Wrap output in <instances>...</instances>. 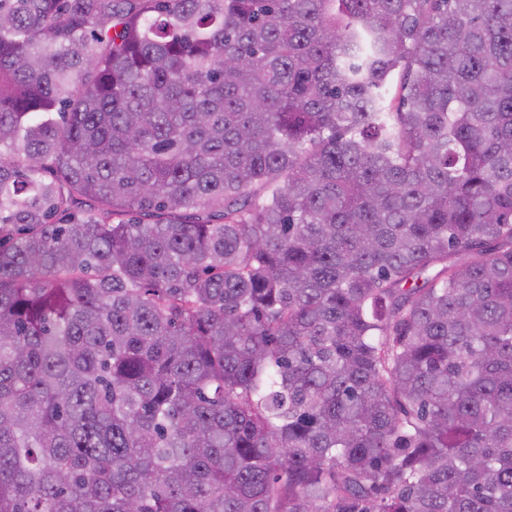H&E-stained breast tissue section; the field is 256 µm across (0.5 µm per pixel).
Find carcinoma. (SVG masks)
Returning <instances> with one entry per match:
<instances>
[{
    "mask_svg": "<svg viewBox=\"0 0 512 512\" xmlns=\"http://www.w3.org/2000/svg\"><path fill=\"white\" fill-rule=\"evenodd\" d=\"M0 512H512V0H0Z\"/></svg>",
    "mask_w": 512,
    "mask_h": 512,
    "instance_id": "cac0c4a2",
    "label": "carcinoma"
}]
</instances>
